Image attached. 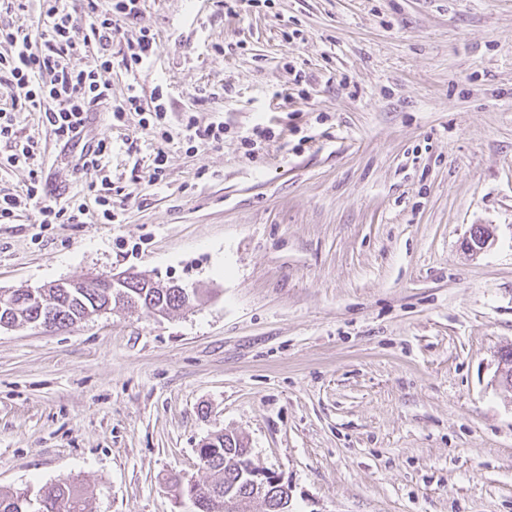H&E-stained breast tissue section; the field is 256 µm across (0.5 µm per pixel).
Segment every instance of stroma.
Returning <instances> with one entry per match:
<instances>
[{
    "label": "stroma",
    "mask_w": 512,
    "mask_h": 512,
    "mask_svg": "<svg viewBox=\"0 0 512 512\" xmlns=\"http://www.w3.org/2000/svg\"><path fill=\"white\" fill-rule=\"evenodd\" d=\"M159 50L103 78L224 124L188 150L108 105L109 224L0 223V289L136 271L199 291L0 331V493L80 485L90 512H195L199 448L242 436L288 512H512V0H142ZM224 54H217L216 46ZM205 96L196 106L197 96ZM269 138L245 145L255 124ZM50 191L79 166L26 112ZM163 182L150 184L156 151ZM494 232L480 253L472 226Z\"/></svg>",
    "instance_id": "1"
}]
</instances>
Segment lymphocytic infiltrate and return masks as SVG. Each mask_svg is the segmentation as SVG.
Returning <instances> with one entry per match:
<instances>
[{
  "instance_id": "obj_1",
  "label": "lymphocytic infiltrate",
  "mask_w": 512,
  "mask_h": 512,
  "mask_svg": "<svg viewBox=\"0 0 512 512\" xmlns=\"http://www.w3.org/2000/svg\"><path fill=\"white\" fill-rule=\"evenodd\" d=\"M39 3L42 24L36 31L23 28H0V44H7L8 54L0 56V80L17 90L10 103L0 107V138L15 134L16 115L38 113L42 125L58 141L83 140L87 112L103 103H112L113 119L133 113L147 135H155L168 112L162 86H155L150 98H143L136 86H129L120 101H113L111 85L103 81V72L112 68V44L123 25L133 22L140 13L141 0H111L107 9H99L88 0L86 26H78L65 0H35ZM91 52L93 61L83 69L71 66V58ZM38 143L28 137L16 140L10 160L29 165V179L20 193L0 195V223L17 217L27 206L38 209L41 223L58 219L82 223L87 213H94L97 223L108 224L112 214V181L103 178L93 195V204L71 205L69 198L48 199L41 168L33 167Z\"/></svg>"
}]
</instances>
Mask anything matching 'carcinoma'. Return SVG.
<instances>
[{
    "instance_id": "carcinoma-1",
    "label": "carcinoma",
    "mask_w": 512,
    "mask_h": 512,
    "mask_svg": "<svg viewBox=\"0 0 512 512\" xmlns=\"http://www.w3.org/2000/svg\"><path fill=\"white\" fill-rule=\"evenodd\" d=\"M145 297L150 302L142 304V307L150 305L168 314L195 301L198 291L195 288L185 293L178 289L166 292L149 289ZM15 302L18 304V311L0 308V320L7 316L12 320H19L22 326H39V307L27 303L23 295L17 296ZM44 307L53 308L55 317L67 326L97 312L95 298L90 292L56 295L49 291L44 298ZM199 453L209 459L210 480L203 483L208 494L199 497L195 502L197 512H224L226 495L237 499L238 512H248L255 497L243 469L239 468L242 462L251 463L244 441L232 442L219 433L203 445ZM261 502L265 512H288V502L283 500V491L276 487L269 488ZM0 512H86V500L76 484L61 480L45 485L35 493L23 490L11 495H0Z\"/></svg>"
}]
</instances>
